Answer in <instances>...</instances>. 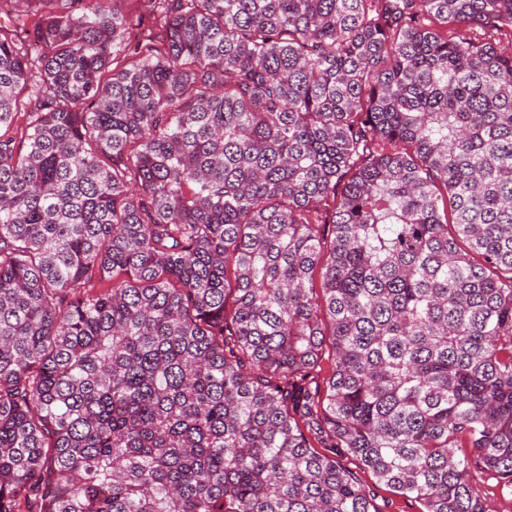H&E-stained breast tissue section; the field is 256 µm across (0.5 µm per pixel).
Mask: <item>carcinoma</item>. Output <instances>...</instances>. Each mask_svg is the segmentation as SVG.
Listing matches in <instances>:
<instances>
[{
    "instance_id": "obj_1",
    "label": "carcinoma",
    "mask_w": 512,
    "mask_h": 512,
    "mask_svg": "<svg viewBox=\"0 0 512 512\" xmlns=\"http://www.w3.org/2000/svg\"><path fill=\"white\" fill-rule=\"evenodd\" d=\"M63 2L0 25V512L511 497L512 50L448 27L512 0ZM113 8L124 13H128L133 20V24L140 22V29H153V33H157L159 29L154 26V17L151 14V7L147 0H125L117 1L113 4ZM140 29H135L137 32Z\"/></svg>"
}]
</instances>
